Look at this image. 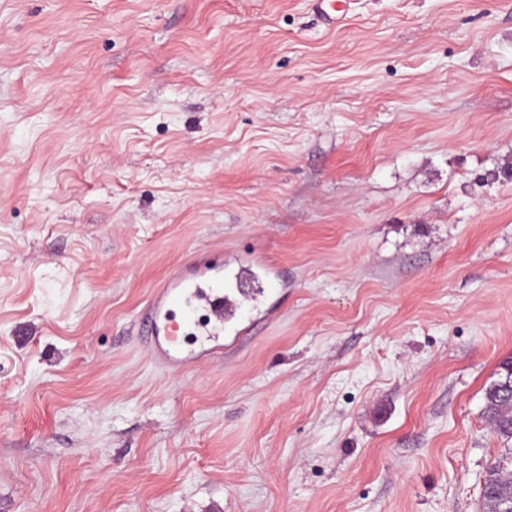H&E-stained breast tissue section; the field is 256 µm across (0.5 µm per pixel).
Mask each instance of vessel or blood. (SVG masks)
Instances as JSON below:
<instances>
[{
    "label": "vessel or blood",
    "instance_id": "vessel-or-blood-1",
    "mask_svg": "<svg viewBox=\"0 0 512 512\" xmlns=\"http://www.w3.org/2000/svg\"><path fill=\"white\" fill-rule=\"evenodd\" d=\"M223 268L221 260L202 258L192 276L172 274L155 290L142 323L162 357L174 359L180 349L182 327L214 339L223 335L224 322L234 313L232 301L223 294Z\"/></svg>",
    "mask_w": 512,
    "mask_h": 512
}]
</instances>
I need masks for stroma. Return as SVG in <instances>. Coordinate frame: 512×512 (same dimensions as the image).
<instances>
[{
	"label": "stroma",
	"instance_id": "obj_1",
	"mask_svg": "<svg viewBox=\"0 0 512 512\" xmlns=\"http://www.w3.org/2000/svg\"><path fill=\"white\" fill-rule=\"evenodd\" d=\"M0 0V512H483L512 457V0ZM229 349L138 321L205 253ZM498 378L485 391L484 413L495 433L512 443V357L499 366Z\"/></svg>",
	"mask_w": 512,
	"mask_h": 512
}]
</instances>
